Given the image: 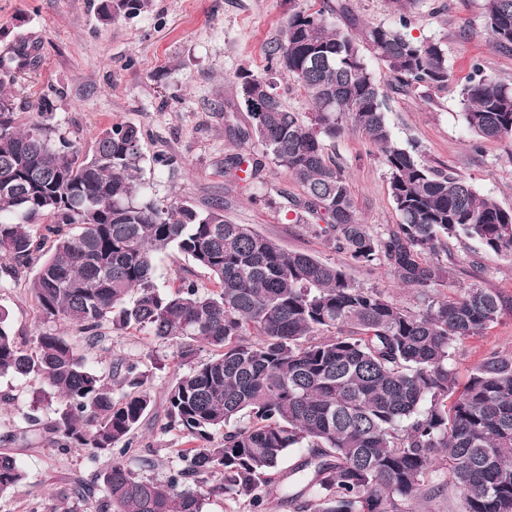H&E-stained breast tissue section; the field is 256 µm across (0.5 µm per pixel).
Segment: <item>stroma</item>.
<instances>
[{"mask_svg": "<svg viewBox=\"0 0 512 512\" xmlns=\"http://www.w3.org/2000/svg\"><path fill=\"white\" fill-rule=\"evenodd\" d=\"M101 2L0 0V80L25 116L35 117L40 99L49 97L55 135L74 141L82 152H90L102 128L115 123L141 128L145 161L140 179L154 202L166 205L178 199L201 208L221 198L227 220L249 225L284 250L342 266L352 283L382 291L405 309L423 307L419 290L397 285L385 264H356L332 249L312 226L295 223L291 201L302 189L282 169L268 166L264 182L256 186L224 171L225 157L262 151L258 142L243 143L236 136L248 117L236 108L235 75L266 74L268 51L280 40L289 12L304 6L325 9L333 28L356 37L366 27L391 25L404 13L412 20V36L442 40L449 80L441 90L398 88L386 64L366 52L386 96V120L400 145H418L425 163L454 171L481 195L512 210V137L474 150L459 105L474 62L512 84V52L502 51L487 33L483 0H149L140 12L108 26L98 18ZM21 40L37 47L34 69L20 70L9 61L11 47ZM158 153L175 157L176 167L154 165ZM328 153L349 178L360 218L377 233L396 226L400 217L388 174L367 137L347 127L329 144ZM436 260L453 272L440 295H455L476 282L512 296L510 255L475 240L445 237ZM10 265V260L0 259V307L8 311L17 340L27 343L44 327L30 288L33 272L14 275ZM102 333L98 344L82 349L89 364L106 374L117 361H136L153 374V405L134 441L140 455L153 461L145 476L166 480L179 463V449L189 445L186 435L166 427V387L211 351L199 347L183 363L173 347L146 332L106 327ZM493 351L512 352V312L483 335L465 340L451 367L459 379H466ZM38 388L30 378L0 376V451L12 452L26 472L22 484L0 497V512H63L68 505L84 512L85 502L64 501V490L80 480L96 482L112 458L59 453L49 447L47 434L29 430L27 416L46 420L57 406L39 398Z\"/></svg>", "mask_w": 512, "mask_h": 512, "instance_id": "35a3bbf8", "label": "stroma"}]
</instances>
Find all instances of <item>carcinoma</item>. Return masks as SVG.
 <instances>
[{
  "instance_id": "carcinoma-1",
  "label": "carcinoma",
  "mask_w": 512,
  "mask_h": 512,
  "mask_svg": "<svg viewBox=\"0 0 512 512\" xmlns=\"http://www.w3.org/2000/svg\"><path fill=\"white\" fill-rule=\"evenodd\" d=\"M143 7L144 0H103L100 20ZM483 12L491 37L512 51V0H483ZM410 25L403 14L398 25L369 27L358 40L329 30L322 9L294 11L270 69L293 76L314 111L304 120L272 79L237 74L249 117L239 137L263 152L230 155L224 169L261 184L271 161L303 189L292 200L296 223L315 219L335 251L362 266L382 262L401 284L432 291L450 274L429 259L439 235L512 254V210L425 164L417 145L394 140L361 45L403 90L446 87L441 41L412 37ZM33 51L19 42L16 68L34 67ZM472 69L460 104L479 151L512 137V87L479 62ZM257 90L263 112L249 107ZM0 104V255L34 269L43 319L71 325L87 342L107 325L145 330L181 356L195 343L213 350L167 387V427L194 445L158 482L123 461L152 404V375L116 364V395L77 340L46 328L26 348L0 309V376L32 378L40 394L61 402L53 420L29 416V425L48 431L61 453L117 455L99 474L94 512H203L206 498L223 494L268 512L275 490L292 512H411L419 499L448 490L458 512H512V354L486 355L461 388L450 368L458 345L512 309V298L474 283L453 300L409 311L353 285L336 264L227 221L221 199L198 208L147 198L137 126L100 130L84 154L51 138L49 124L23 122L2 89ZM348 120L379 149L389 175L400 222L383 234L358 218L349 179L327 152L326 140L341 136ZM160 254L192 261L213 287L182 278L176 289H160ZM292 448L305 453L286 470ZM24 479L17 458L1 451L0 496Z\"/></svg>"
}]
</instances>
